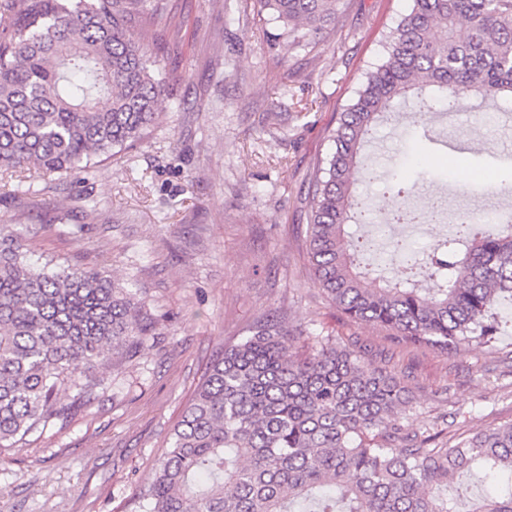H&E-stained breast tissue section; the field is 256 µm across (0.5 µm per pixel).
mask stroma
Returning <instances> with one entry per match:
<instances>
[{
    "instance_id": "35a3bbf8",
    "label": "stroma",
    "mask_w": 512,
    "mask_h": 512,
    "mask_svg": "<svg viewBox=\"0 0 512 512\" xmlns=\"http://www.w3.org/2000/svg\"><path fill=\"white\" fill-rule=\"evenodd\" d=\"M174 5L175 25L145 36L148 57L175 76L150 131L85 181L36 178L31 195L0 181V217L41 228L28 242L33 263L52 255L104 269L162 324L139 356L113 361L90 405L53 420L21 450L0 452V512H134L206 365L275 311L310 332L356 336L373 353L392 354L393 376L411 390L405 428L447 414L456 433L512 420V379L498 370L512 355V302L500 307L495 351L447 357L349 321L310 279L311 173L412 0H339L334 24L276 59L258 0ZM498 109L478 100L428 118L401 108L376 127L356 196L389 208L382 175L406 169L426 176L410 199L417 209L434 195L451 213L512 205L505 193L461 191L454 174L504 169L512 123L481 119ZM60 213L68 223H55Z\"/></svg>"
}]
</instances>
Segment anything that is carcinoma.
<instances>
[{
	"label": "carcinoma",
	"instance_id": "cac0c4a2",
	"mask_svg": "<svg viewBox=\"0 0 512 512\" xmlns=\"http://www.w3.org/2000/svg\"><path fill=\"white\" fill-rule=\"evenodd\" d=\"M259 2L276 24L267 36L274 58L336 21V0ZM175 18L170 0H0V175H87L134 146L170 78L148 66L131 29ZM474 98L512 102V0H413L341 112L309 199L313 284L349 320L442 355L495 346L499 300L512 296V215L479 226L461 215L454 237L427 252L395 239L404 274L372 278L361 259L377 240L352 231L369 212L353 185L372 130L396 116V103L431 112L468 109ZM426 219L405 206L377 223ZM39 232L0 224V450L90 404L104 385L94 369L158 335V319L107 271L53 257L31 263L26 242ZM305 335L272 314L224 347L137 512H512V422L457 443L438 417L407 431L397 419L408 390L389 359L377 364L358 341L332 333L301 353L295 342ZM497 472L509 474L506 488L466 511L448 496L463 476Z\"/></svg>",
	"mask_w": 512,
	"mask_h": 512
}]
</instances>
